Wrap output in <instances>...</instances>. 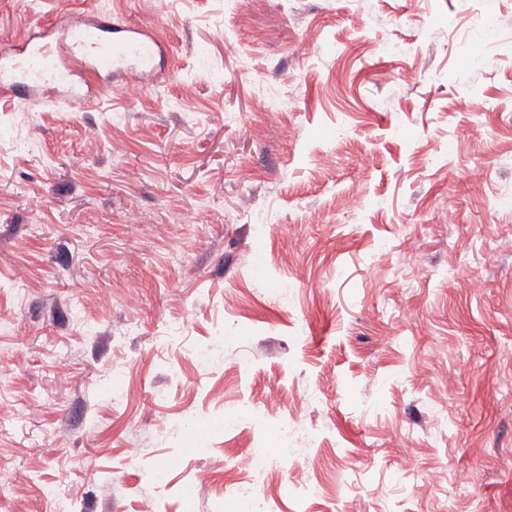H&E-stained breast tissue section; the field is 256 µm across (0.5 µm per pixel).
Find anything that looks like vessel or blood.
<instances>
[{"mask_svg":"<svg viewBox=\"0 0 512 512\" xmlns=\"http://www.w3.org/2000/svg\"><path fill=\"white\" fill-rule=\"evenodd\" d=\"M67 48L72 59L68 65L50 42L29 40L12 51L1 52L0 60L6 62L9 75L0 80V90L28 94L37 86L59 89L73 84L76 67L109 75L130 62L136 73L127 82L134 85L137 72L151 68L160 45L155 36L142 29L106 18L87 32H69Z\"/></svg>","mask_w":512,"mask_h":512,"instance_id":"obj_1","label":"vessel or blood"}]
</instances>
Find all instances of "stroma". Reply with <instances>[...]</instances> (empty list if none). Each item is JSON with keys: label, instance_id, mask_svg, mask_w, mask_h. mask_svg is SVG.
Masks as SVG:
<instances>
[{"label": "stroma", "instance_id": "stroma-1", "mask_svg": "<svg viewBox=\"0 0 512 512\" xmlns=\"http://www.w3.org/2000/svg\"><path fill=\"white\" fill-rule=\"evenodd\" d=\"M105 16L140 101L0 97V512H512V0H0V43Z\"/></svg>", "mask_w": 512, "mask_h": 512}]
</instances>
